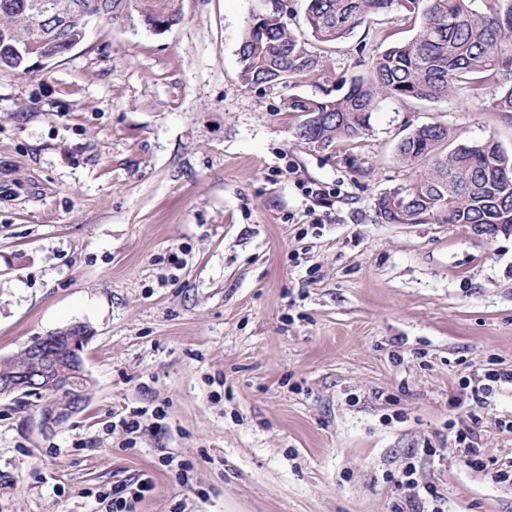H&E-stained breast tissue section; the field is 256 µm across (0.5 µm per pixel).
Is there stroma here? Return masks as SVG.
Segmentation results:
<instances>
[{
  "instance_id": "obj_1",
  "label": "stroma",
  "mask_w": 512,
  "mask_h": 512,
  "mask_svg": "<svg viewBox=\"0 0 512 512\" xmlns=\"http://www.w3.org/2000/svg\"><path fill=\"white\" fill-rule=\"evenodd\" d=\"M284 3L322 59L287 88L239 79L263 0H182L159 34L97 20L50 69L0 71V358L82 323L91 379L47 435L36 400L0 398V512H98L143 475L134 512H394L387 477L410 462L441 512H512L494 479L512 386L451 406L476 371L512 370V233L375 211L414 175L397 158L413 128L512 155V122L461 92L385 97L358 143L298 139L288 94L368 76L414 29L395 8L325 46L306 0ZM456 428L486 470L462 465Z\"/></svg>"
}]
</instances>
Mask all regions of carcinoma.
Wrapping results in <instances>:
<instances>
[{
	"mask_svg": "<svg viewBox=\"0 0 512 512\" xmlns=\"http://www.w3.org/2000/svg\"><path fill=\"white\" fill-rule=\"evenodd\" d=\"M30 0H0V71L30 74L15 49L31 46L35 24ZM128 6L148 28L182 20L179 0H111ZM307 0L305 25L314 39L335 44L394 7L421 23L407 42L380 52L371 76L351 80L343 93L323 97L290 95L285 108L300 114L297 136L310 134L324 148L357 142L371 128L383 96L435 102L459 91L486 112L512 121V0ZM239 78L246 86H287L314 78L322 61L283 21L279 12L251 16L239 49ZM493 86L499 91L487 98ZM401 163L418 168L408 185L381 194L375 203L385 224H512V156L498 143H454L448 126L427 123L399 143Z\"/></svg>",
	"mask_w": 512,
	"mask_h": 512,
	"instance_id": "1",
	"label": "carcinoma"
}]
</instances>
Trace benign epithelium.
<instances>
[{
    "label": "benign epithelium",
    "instance_id": "7a95c632",
    "mask_svg": "<svg viewBox=\"0 0 512 512\" xmlns=\"http://www.w3.org/2000/svg\"><path fill=\"white\" fill-rule=\"evenodd\" d=\"M29 8L40 22L36 41L42 45H54L61 41L62 33L74 21L88 28L94 20L108 17L105 10L89 11L78 6L76 16L59 18L52 8V0H31ZM83 345L68 343L63 350H49L41 346H27L14 357L15 366L0 374V397H30L35 395L42 401L39 428L51 433L64 425L75 414L81 412L88 402L89 375L82 358ZM69 382L74 387V397L59 404L51 395L53 385Z\"/></svg>",
    "mask_w": 512,
    "mask_h": 512
}]
</instances>
